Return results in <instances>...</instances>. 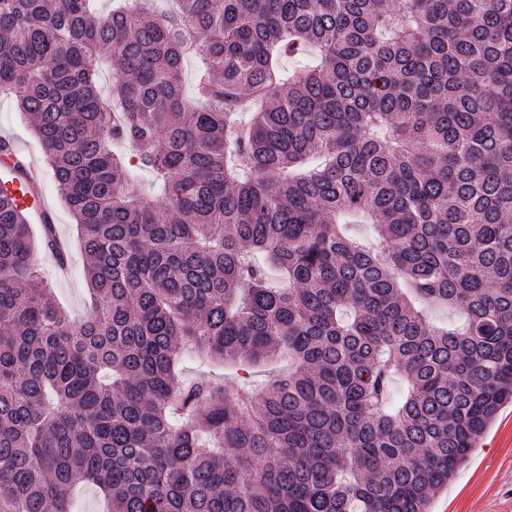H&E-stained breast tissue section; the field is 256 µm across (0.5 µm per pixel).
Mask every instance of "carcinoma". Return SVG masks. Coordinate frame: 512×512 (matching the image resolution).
<instances>
[{
  "instance_id": "1",
  "label": "carcinoma",
  "mask_w": 512,
  "mask_h": 512,
  "mask_svg": "<svg viewBox=\"0 0 512 512\" xmlns=\"http://www.w3.org/2000/svg\"><path fill=\"white\" fill-rule=\"evenodd\" d=\"M150 2L0 0L94 299L1 190L0 512H428L512 403V0ZM190 352L295 367L228 390ZM78 512H102L103 502L97 489L93 486H83L74 491Z\"/></svg>"
}]
</instances>
